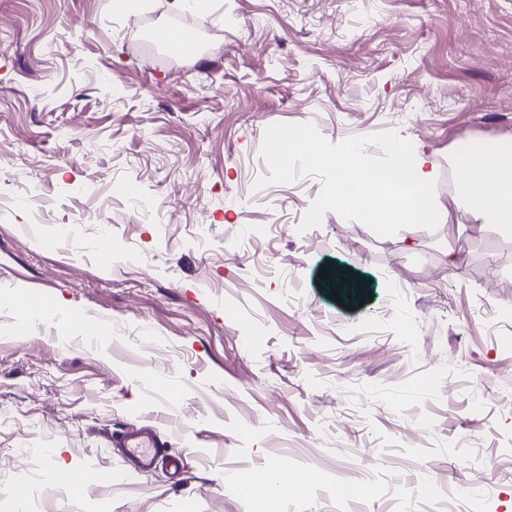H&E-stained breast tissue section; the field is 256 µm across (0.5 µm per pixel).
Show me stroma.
<instances>
[{
	"label": "stroma",
	"mask_w": 512,
	"mask_h": 512,
	"mask_svg": "<svg viewBox=\"0 0 512 512\" xmlns=\"http://www.w3.org/2000/svg\"><path fill=\"white\" fill-rule=\"evenodd\" d=\"M173 25L195 56L149 39ZM280 128L433 155L446 226L404 250L323 166L271 183V226L252 183ZM489 140L512 141V0H0V512L21 484L29 512H512V234L452 206ZM33 289L66 320L18 309ZM139 423L179 474L126 477ZM277 465L308 485L242 491ZM88 467L111 483L72 497Z\"/></svg>",
	"instance_id": "obj_1"
}]
</instances>
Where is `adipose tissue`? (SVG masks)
Listing matches in <instances>:
<instances>
[{
  "instance_id": "1",
  "label": "adipose tissue",
  "mask_w": 512,
  "mask_h": 512,
  "mask_svg": "<svg viewBox=\"0 0 512 512\" xmlns=\"http://www.w3.org/2000/svg\"><path fill=\"white\" fill-rule=\"evenodd\" d=\"M288 150L335 168L337 208H365L374 221L404 224L411 229L445 220L444 211L433 202L436 163L432 156L414 152L392 164L371 167L352 152L333 157L311 150L302 133L292 135ZM454 204L486 223L512 226L511 141L491 143L467 162L465 180Z\"/></svg>"
}]
</instances>
